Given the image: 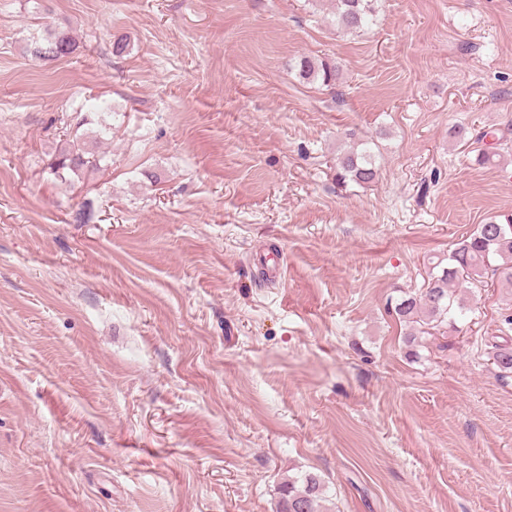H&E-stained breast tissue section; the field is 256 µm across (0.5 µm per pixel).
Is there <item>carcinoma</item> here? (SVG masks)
<instances>
[{
  "instance_id": "cac0c4a2",
  "label": "carcinoma",
  "mask_w": 512,
  "mask_h": 512,
  "mask_svg": "<svg viewBox=\"0 0 512 512\" xmlns=\"http://www.w3.org/2000/svg\"><path fill=\"white\" fill-rule=\"evenodd\" d=\"M336 17V26L345 33H360L373 25L376 0H329ZM76 41L67 31L49 33L37 47L42 58L59 59L75 51ZM301 78L329 87L339 79V67L325 59L302 56L296 62ZM100 157L79 142L61 151L49 166L50 174L65 179L70 172L94 169ZM378 176L374 159L365 148H351L338 158L336 179L358 185L373 183ZM493 276L503 288H512V218L493 219L480 224L456 243L448 256L447 265L437 264L430 273L427 286L417 292L404 294L396 303L394 312L406 323L431 328L455 327L457 313L465 308L456 285L475 283ZM493 360L503 373L512 372V348L495 346ZM323 482L308 473L291 477L280 487L275 512H321Z\"/></svg>"
}]
</instances>
